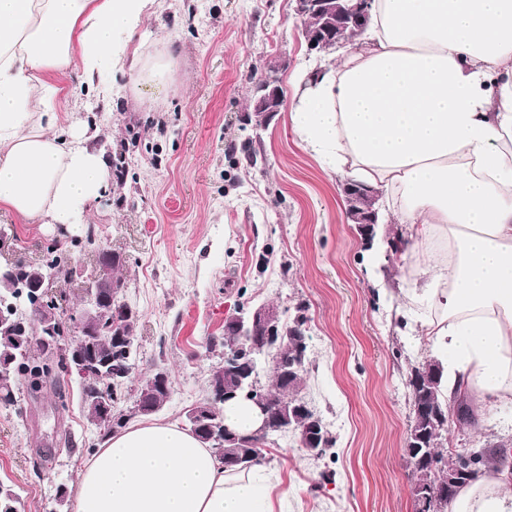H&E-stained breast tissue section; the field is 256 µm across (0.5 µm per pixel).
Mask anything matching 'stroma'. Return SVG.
I'll list each match as a JSON object with an SVG mask.
<instances>
[{
	"mask_svg": "<svg viewBox=\"0 0 512 512\" xmlns=\"http://www.w3.org/2000/svg\"><path fill=\"white\" fill-rule=\"evenodd\" d=\"M132 46L174 54L161 91L133 89L108 65L99 93L61 79L69 106L87 118L104 155L125 150L127 170L111 194L89 203L81 223L11 225L20 251L59 244L71 264L92 261L88 231L123 253V299L137 312L136 365L126 396L156 371L172 394L153 420L186 426L211 396L222 361L224 321L239 307L273 303L301 316L309 336L302 398L335 444L309 456L292 433L271 436L265 465L285 496L275 512H414L405 452L412 400L407 372L433 357L412 317L396 314L400 226L386 192L365 240L346 216L348 177L326 170L295 133L289 111L263 128L245 121L252 78L277 77L287 103L309 89L299 74L336 61L310 52L290 0H154ZM16 404L0 403V484L23 512H66L82 465L102 447L86 418L81 385L64 375L32 386L19 376ZM475 419H449L452 453L504 446L512 452V401Z\"/></svg>",
	"mask_w": 512,
	"mask_h": 512,
	"instance_id": "35a3bbf8",
	"label": "stroma"
}]
</instances>
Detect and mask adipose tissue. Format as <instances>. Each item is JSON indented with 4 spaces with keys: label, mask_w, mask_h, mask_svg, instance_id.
I'll return each mask as SVG.
<instances>
[{
    "label": "adipose tissue",
    "mask_w": 512,
    "mask_h": 512,
    "mask_svg": "<svg viewBox=\"0 0 512 512\" xmlns=\"http://www.w3.org/2000/svg\"><path fill=\"white\" fill-rule=\"evenodd\" d=\"M148 0H0V212L76 224L111 193L89 124L61 111L58 78L94 86L131 54L132 79L166 86L170 59L127 50ZM335 172L385 189L410 244L401 312L446 368L445 394L512 399V0H375L362 35L293 107ZM263 466L232 474L172 423L115 432L80 470L75 512H274ZM447 512H512V469H478Z\"/></svg>",
    "instance_id": "1"
}]
</instances>
